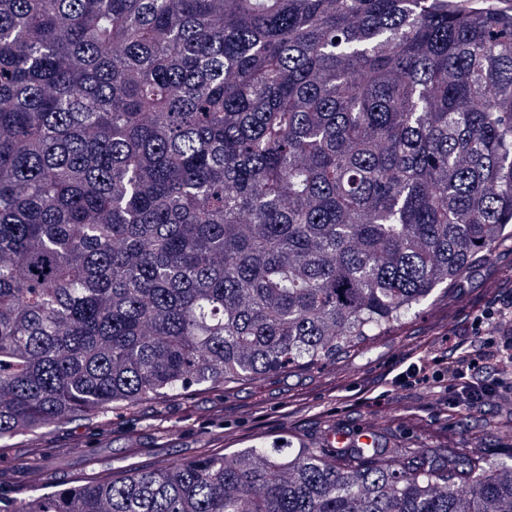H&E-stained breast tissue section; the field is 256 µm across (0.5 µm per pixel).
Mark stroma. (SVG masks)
Returning <instances> with one entry per match:
<instances>
[{"instance_id":"obj_1","label":"stroma","mask_w":512,"mask_h":512,"mask_svg":"<svg viewBox=\"0 0 512 512\" xmlns=\"http://www.w3.org/2000/svg\"><path fill=\"white\" fill-rule=\"evenodd\" d=\"M509 296L512 238L506 236L449 288L436 289L411 320L336 359L222 387H194L177 398L144 400L15 436L0 452V490L52 491L205 450L228 455L273 440L327 452L332 433H356L374 415L384 423L377 446L389 455H511V386L495 388L480 410L465 414L444 405L437 381L410 387L392 382L407 357L441 354L463 336L500 340L505 331L494 328V318ZM34 448L46 459L37 478L26 466Z\"/></svg>"}]
</instances>
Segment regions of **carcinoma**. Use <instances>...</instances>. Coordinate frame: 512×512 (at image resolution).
<instances>
[{
    "label": "carcinoma",
    "instance_id": "carcinoma-1",
    "mask_svg": "<svg viewBox=\"0 0 512 512\" xmlns=\"http://www.w3.org/2000/svg\"><path fill=\"white\" fill-rule=\"evenodd\" d=\"M512 224V14L0 0V440L316 364ZM0 512H512V455L260 442Z\"/></svg>",
    "mask_w": 512,
    "mask_h": 512
}]
</instances>
